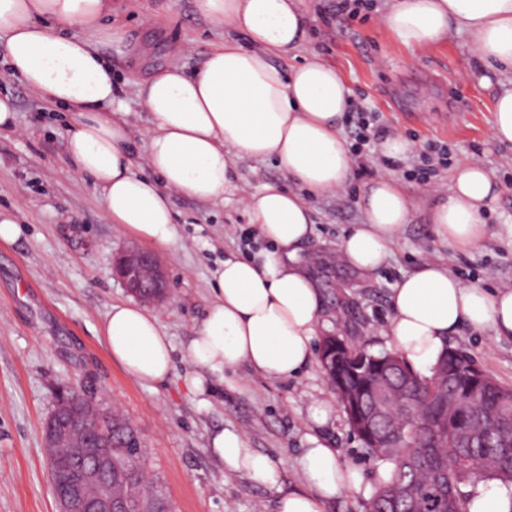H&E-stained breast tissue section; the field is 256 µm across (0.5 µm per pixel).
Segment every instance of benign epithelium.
<instances>
[{
    "mask_svg": "<svg viewBox=\"0 0 512 512\" xmlns=\"http://www.w3.org/2000/svg\"><path fill=\"white\" fill-rule=\"evenodd\" d=\"M116 276L138 300L160 304L167 298V279L160 259L153 253L131 246L113 263ZM329 343L323 368L334 377L340 367L339 350L345 342L337 336L324 338ZM361 379L340 383L336 395L350 412L353 429L373 434L377 422L392 413L387 383L380 379L381 367H365ZM88 403L80 392L68 395L59 389L54 409L47 418L43 441L56 448L48 462L55 474L53 494L58 512H131L129 502L112 496V443L106 440L105 429L112 428L110 412L94 416L86 412Z\"/></svg>",
    "mask_w": 512,
    "mask_h": 512,
    "instance_id": "benign-epithelium-1",
    "label": "benign epithelium"
}]
</instances>
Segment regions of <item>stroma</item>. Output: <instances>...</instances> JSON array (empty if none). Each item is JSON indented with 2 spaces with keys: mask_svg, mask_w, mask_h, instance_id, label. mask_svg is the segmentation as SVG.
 <instances>
[{
  "mask_svg": "<svg viewBox=\"0 0 512 512\" xmlns=\"http://www.w3.org/2000/svg\"><path fill=\"white\" fill-rule=\"evenodd\" d=\"M335 3L304 0L312 18L308 40L277 63L287 68L316 56L336 65L352 99L407 145L391 173L416 209L384 265L364 276L335 253L351 225L364 219L357 200L371 176L386 171L377 150L362 154L370 175L351 176L342 191L311 199L314 233L301 251L323 288L320 336L337 335L377 352L387 348L382 330L392 313L391 290L422 262L446 264L467 285L512 288V143L490 135L493 93L464 74L470 57L465 34L412 50L383 25L387 0H362L353 17L337 14ZM112 21L145 52L144 58L114 66L125 84L122 106L137 138L153 125L138 99L137 81L173 61L190 71L199 68L223 44L224 31L199 17L192 0H112ZM0 94L17 104L15 130L0 133V208L12 211L22 226L14 243H0V512H56L42 427L58 387L67 383L131 423L141 466L167 512H273L272 493L217 468L208 436L223 425L243 431L252 448L282 462L284 483L299 485L294 459L309 431L308 403L336 399L321 363L289 380L245 375L241 391L215 394L205 405L179 381L154 385L128 376L112 362L98 330L110 305L132 299L113 276L112 264L135 241L106 222L93 181L69 170L63 133L70 113L48 107L1 68ZM433 142L447 146L448 160L423 184L411 173ZM465 159L492 169L503 195L484 216L483 243L461 252L437 238L426 211L432 192L448 191ZM282 178L274 161L241 157L233 164L237 189L224 202L172 195L178 237L158 252L169 279V298L159 310L175 349H183L211 300L218 262L229 253L247 256L255 246V228L240 195ZM448 345L512 387L511 338H497L489 327H465L449 336ZM320 433L363 478L360 492L328 503L325 512H367L384 464L371 457L343 409H336Z\"/></svg>",
  "mask_w": 512,
  "mask_h": 512,
  "instance_id": "35a3bbf8",
  "label": "stroma"
}]
</instances>
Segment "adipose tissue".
Listing matches in <instances>:
<instances>
[{"label": "adipose tissue", "mask_w": 512, "mask_h": 512, "mask_svg": "<svg viewBox=\"0 0 512 512\" xmlns=\"http://www.w3.org/2000/svg\"><path fill=\"white\" fill-rule=\"evenodd\" d=\"M193 9L228 37L196 72L170 64L138 83L140 103L155 124L140 141L130 137L114 105L111 60L127 58L135 47L122 26L105 21L112 0H0V35L7 38L11 75L71 113L64 133L69 168L93 180L108 223L151 248H166L178 236L172 193L202 202L223 198L234 188V158L274 160L291 180V187L267 183L244 199L262 247L218 263L212 301L182 356H175L159 313L139 304H112L100 325L110 358L131 377L163 384L177 375L192 395L208 396L219 385L240 389L244 368L284 380L313 363L323 299L300 258L313 234L309 199L341 190L355 161L340 134L350 103L341 71L316 57L287 71L273 61L307 38L302 0H193ZM383 23L410 49L465 32L469 76L496 88L491 136L512 143V85L491 82L512 71V0H390ZM239 33L249 47L237 43ZM143 160L150 175L139 171ZM499 195L492 170L462 162L448 192L434 196L427 221L453 248H475L485 237L482 215L495 211ZM360 206L364 223L353 225L337 251L368 276L400 239L413 202L396 180L381 176ZM390 304L387 346L416 369L431 368L448 337L464 326H488L512 338V289L464 285L440 263H421L405 275ZM333 413L325 400L307 407L313 431L296 459L301 486L284 488L280 464L250 448L236 429L210 435V456L224 475L273 492L275 512H324L326 502L361 489L358 469L319 433Z\"/></svg>", "instance_id": "1"}]
</instances>
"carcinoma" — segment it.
<instances>
[{
    "instance_id": "1",
    "label": "carcinoma",
    "mask_w": 512,
    "mask_h": 512,
    "mask_svg": "<svg viewBox=\"0 0 512 512\" xmlns=\"http://www.w3.org/2000/svg\"><path fill=\"white\" fill-rule=\"evenodd\" d=\"M386 359L364 344L350 346L346 363L358 357ZM448 368L434 365L423 375L401 362L392 370L388 384L399 394L401 407L383 424L386 448H372L376 459L389 464L371 500V512H390L402 492L416 490L423 512H465L460 486L497 480L512 485V388L494 380L475 366L467 353L448 348L439 360ZM112 492L121 496L128 459L117 429L128 422L112 412ZM134 482L140 489L143 512L156 508L158 496L145 491L143 473Z\"/></svg>"
}]
</instances>
